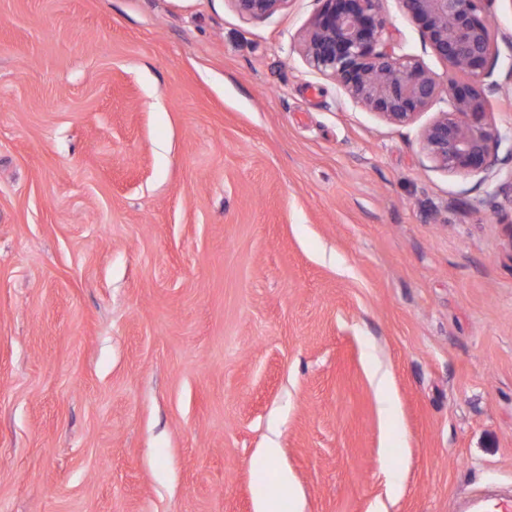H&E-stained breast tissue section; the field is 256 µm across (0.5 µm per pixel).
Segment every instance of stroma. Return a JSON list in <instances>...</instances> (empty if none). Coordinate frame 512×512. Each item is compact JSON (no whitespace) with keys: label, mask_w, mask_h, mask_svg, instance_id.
<instances>
[{"label":"stroma","mask_w":512,"mask_h":512,"mask_svg":"<svg viewBox=\"0 0 512 512\" xmlns=\"http://www.w3.org/2000/svg\"><path fill=\"white\" fill-rule=\"evenodd\" d=\"M319 7L0 0V512L512 491V160L435 168L445 101L405 126L353 102L299 50ZM491 14L507 134L512 0ZM236 12L246 20L266 19L283 10L288 0H231Z\"/></svg>","instance_id":"35a3bbf8"}]
</instances>
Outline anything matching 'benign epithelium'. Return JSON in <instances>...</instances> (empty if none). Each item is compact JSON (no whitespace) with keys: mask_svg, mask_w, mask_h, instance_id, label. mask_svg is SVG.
<instances>
[{"mask_svg":"<svg viewBox=\"0 0 512 512\" xmlns=\"http://www.w3.org/2000/svg\"><path fill=\"white\" fill-rule=\"evenodd\" d=\"M246 20L266 19L288 0H231ZM320 8L300 38L308 66L334 80L354 102L386 121L407 125L434 100L447 110L423 132L424 149L439 169L489 175L501 147L512 157V135L504 136L487 112L497 58L490 24L494 0H401L425 42L463 79L443 83L418 58L397 54L384 39L389 20L381 0H319Z\"/></svg>","mask_w":512,"mask_h":512,"instance_id":"7a95c632","label":"benign epithelium"}]
</instances>
